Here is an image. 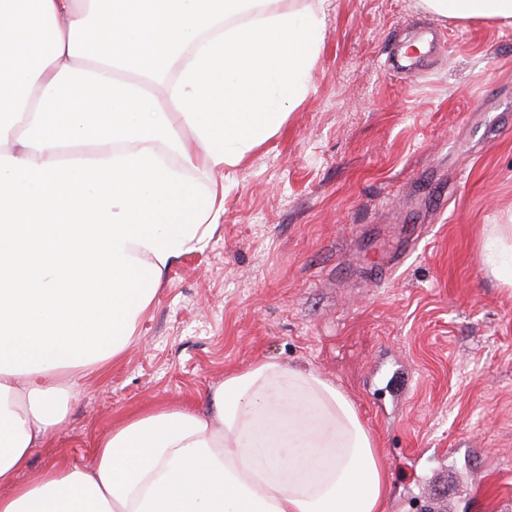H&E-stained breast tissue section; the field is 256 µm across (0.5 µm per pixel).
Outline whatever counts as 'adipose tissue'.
<instances>
[{
	"label": "adipose tissue",
	"mask_w": 512,
	"mask_h": 512,
	"mask_svg": "<svg viewBox=\"0 0 512 512\" xmlns=\"http://www.w3.org/2000/svg\"><path fill=\"white\" fill-rule=\"evenodd\" d=\"M236 3L0 0V512H384L389 475L354 404L276 361L225 376L204 408L128 417L90 465L17 481L77 377L121 356L223 214V186L191 172L238 166L310 91L325 0ZM425 3L512 19V0ZM481 258L512 286L511 224Z\"/></svg>",
	"instance_id": "obj_1"
}]
</instances>
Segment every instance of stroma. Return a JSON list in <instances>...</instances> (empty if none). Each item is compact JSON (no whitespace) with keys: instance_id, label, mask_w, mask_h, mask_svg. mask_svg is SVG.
I'll return each instance as SVG.
<instances>
[{"instance_id":"35a3bbf8","label":"stroma","mask_w":512,"mask_h":512,"mask_svg":"<svg viewBox=\"0 0 512 512\" xmlns=\"http://www.w3.org/2000/svg\"><path fill=\"white\" fill-rule=\"evenodd\" d=\"M432 52L394 67L421 32ZM310 93L237 167L136 337L81 374L17 479L86 465L135 411L200 408L274 360L339 385L390 475L385 512H512V290L481 262L512 222V22L328 0ZM448 189L445 203L426 190Z\"/></svg>"}]
</instances>
